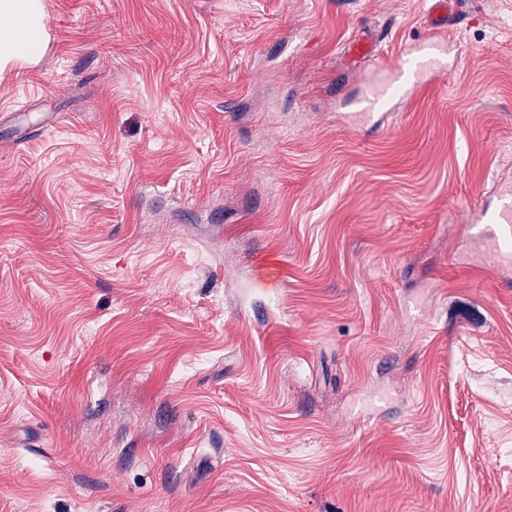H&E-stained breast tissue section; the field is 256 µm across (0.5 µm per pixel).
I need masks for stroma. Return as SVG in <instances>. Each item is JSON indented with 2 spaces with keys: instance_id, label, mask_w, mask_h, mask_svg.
<instances>
[{
  "instance_id": "obj_1",
  "label": "stroma",
  "mask_w": 512,
  "mask_h": 512,
  "mask_svg": "<svg viewBox=\"0 0 512 512\" xmlns=\"http://www.w3.org/2000/svg\"><path fill=\"white\" fill-rule=\"evenodd\" d=\"M0 72V512H512V0H42ZM59 115V129H45ZM460 2L461 0H431L425 21L427 31L425 40L412 50L402 48L400 50L402 63H395L392 68L386 66L385 56L382 55L385 29L373 37L357 38L346 45L345 54L349 61L370 67L356 68L357 78L369 80L373 73L379 70L385 71L391 77L390 81L376 94L357 102V112H389L392 110L389 104L391 99H388L390 87L396 85L404 90L408 84H411L404 93V96H407L416 85L444 75L435 70L432 58L427 56L442 45L447 34L463 26L464 17L459 9ZM500 204L492 214H487L482 201V194L478 192L473 200L465 204L474 217V223H482L483 219L487 223H491L487 228V232L483 236H487L492 245H497L500 240H510L512 238V192L509 186H502L499 190Z\"/></svg>"
}]
</instances>
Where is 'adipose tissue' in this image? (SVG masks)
I'll return each instance as SVG.
<instances>
[{
    "instance_id": "ef3b65f1",
    "label": "adipose tissue",
    "mask_w": 512,
    "mask_h": 512,
    "mask_svg": "<svg viewBox=\"0 0 512 512\" xmlns=\"http://www.w3.org/2000/svg\"><path fill=\"white\" fill-rule=\"evenodd\" d=\"M45 39L40 0H0V71L37 58Z\"/></svg>"
}]
</instances>
